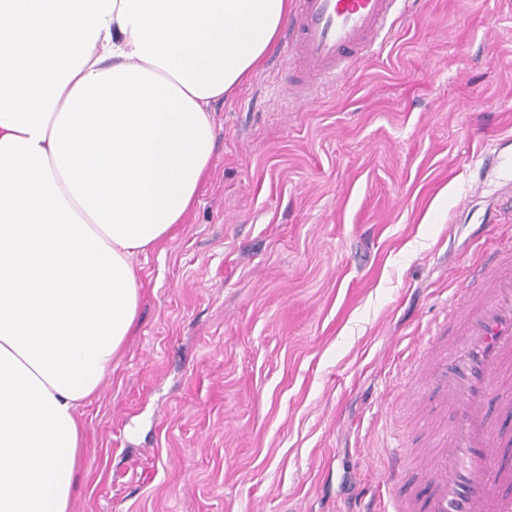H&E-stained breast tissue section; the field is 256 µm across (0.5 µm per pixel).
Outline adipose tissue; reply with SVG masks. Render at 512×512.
Masks as SVG:
<instances>
[{
	"instance_id": "adipose-tissue-1",
	"label": "adipose tissue",
	"mask_w": 512,
	"mask_h": 512,
	"mask_svg": "<svg viewBox=\"0 0 512 512\" xmlns=\"http://www.w3.org/2000/svg\"><path fill=\"white\" fill-rule=\"evenodd\" d=\"M291 0H0V512H71L136 255L193 208L212 103Z\"/></svg>"
}]
</instances>
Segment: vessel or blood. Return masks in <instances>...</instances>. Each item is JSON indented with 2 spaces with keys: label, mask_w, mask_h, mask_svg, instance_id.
Instances as JSON below:
<instances>
[{
  "label": "vessel or blood",
  "mask_w": 512,
  "mask_h": 512,
  "mask_svg": "<svg viewBox=\"0 0 512 512\" xmlns=\"http://www.w3.org/2000/svg\"><path fill=\"white\" fill-rule=\"evenodd\" d=\"M397 2L296 0L297 57L316 80L336 74L372 52ZM448 318L460 339L448 347L429 338L418 359L425 389L408 401L422 407L436 396L452 411L451 425L422 453L393 454L382 473L387 504L375 512H512V464L503 460L512 432L493 413L506 402L503 369L512 359V248L471 268Z\"/></svg>",
  "instance_id": "obj_1"
}]
</instances>
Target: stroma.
Returning a JSON list of instances; mask_svg holds the SVG:
<instances>
[{"mask_svg":"<svg viewBox=\"0 0 512 512\" xmlns=\"http://www.w3.org/2000/svg\"><path fill=\"white\" fill-rule=\"evenodd\" d=\"M274 44L216 103L213 167L134 265L136 328L80 409L72 512H355L426 337L512 241V0H412L312 104Z\"/></svg>","mask_w":512,"mask_h":512,"instance_id":"stroma-1","label":"stroma"}]
</instances>
